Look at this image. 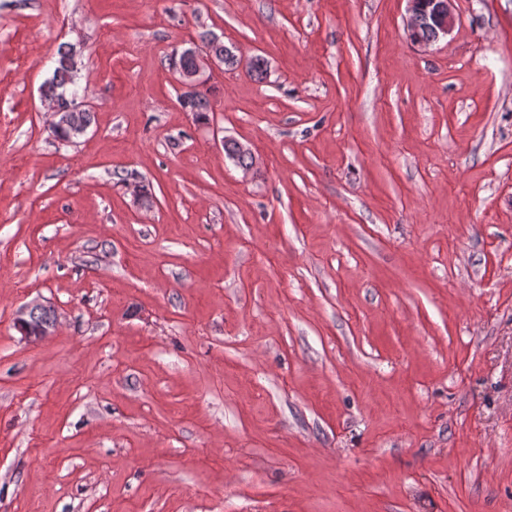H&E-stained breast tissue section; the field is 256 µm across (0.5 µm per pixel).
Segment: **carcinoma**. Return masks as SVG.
Here are the masks:
<instances>
[{
    "label": "carcinoma",
    "instance_id": "1",
    "mask_svg": "<svg viewBox=\"0 0 512 512\" xmlns=\"http://www.w3.org/2000/svg\"><path fill=\"white\" fill-rule=\"evenodd\" d=\"M42 94L44 98L53 102L56 111L60 112L58 124L50 129L53 138L64 143L75 142L91 125L93 115L92 112L85 109L78 124L74 125L65 121L69 112L78 106V99L81 97L78 87L77 65L72 50H58L53 75L43 85ZM183 105L193 112L196 121L200 123L208 121L209 101L204 93L196 92L192 98L183 101ZM224 152L228 158L241 167L249 168L253 166L254 156L237 152L233 140L224 142ZM55 318V310L51 307L38 308L29 314L31 325L41 330L50 329Z\"/></svg>",
    "mask_w": 512,
    "mask_h": 512
}]
</instances>
